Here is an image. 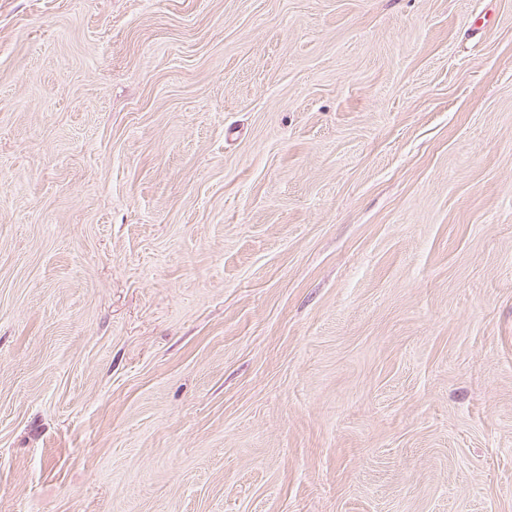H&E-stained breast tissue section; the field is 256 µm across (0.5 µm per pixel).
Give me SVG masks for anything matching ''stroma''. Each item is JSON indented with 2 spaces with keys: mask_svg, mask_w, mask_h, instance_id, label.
<instances>
[{
  "mask_svg": "<svg viewBox=\"0 0 512 512\" xmlns=\"http://www.w3.org/2000/svg\"><path fill=\"white\" fill-rule=\"evenodd\" d=\"M0 512H512V0H0Z\"/></svg>",
  "mask_w": 512,
  "mask_h": 512,
  "instance_id": "stroma-1",
  "label": "stroma"
}]
</instances>
